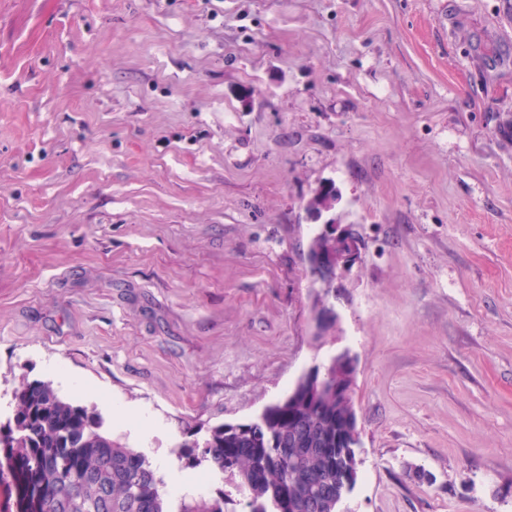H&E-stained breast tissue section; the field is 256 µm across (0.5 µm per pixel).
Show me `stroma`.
<instances>
[{
  "mask_svg": "<svg viewBox=\"0 0 512 512\" xmlns=\"http://www.w3.org/2000/svg\"><path fill=\"white\" fill-rule=\"evenodd\" d=\"M343 351L339 512H512V0H0V422L51 382L249 512L184 445ZM337 193L334 194L323 191L321 189L316 188L312 194L309 196V198L304 203V209L306 212L314 213L310 216V219L313 221H319L323 213L322 211H329L331 210L335 203H336ZM320 213V214H317ZM322 226L317 234L341 242L342 249L337 254L320 256L315 264L316 274L325 272L334 279L360 259V238L351 225L342 226L333 219L325 221Z\"/></svg>",
  "mask_w": 512,
  "mask_h": 512,
  "instance_id": "1",
  "label": "stroma"
}]
</instances>
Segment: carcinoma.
I'll list each match as a JSON object with an SVG mask.
<instances>
[{"label":"carcinoma","mask_w":512,"mask_h":512,"mask_svg":"<svg viewBox=\"0 0 512 512\" xmlns=\"http://www.w3.org/2000/svg\"><path fill=\"white\" fill-rule=\"evenodd\" d=\"M336 198L317 188L304 209L329 211ZM352 373L345 357H331L317 366L324 384L301 376L294 396L267 406L259 422L213 427L192 444L193 459L226 475L248 496L249 512H288L293 499L310 512H336L347 494L342 472L357 466L351 449L336 448V439L352 440L354 405L336 392ZM12 401L0 448L15 456L18 485L37 477L39 512H171L170 493L145 455L114 439L99 414L39 380H22ZM177 512H224V492L183 497Z\"/></svg>","instance_id":"carcinoma-1"}]
</instances>
